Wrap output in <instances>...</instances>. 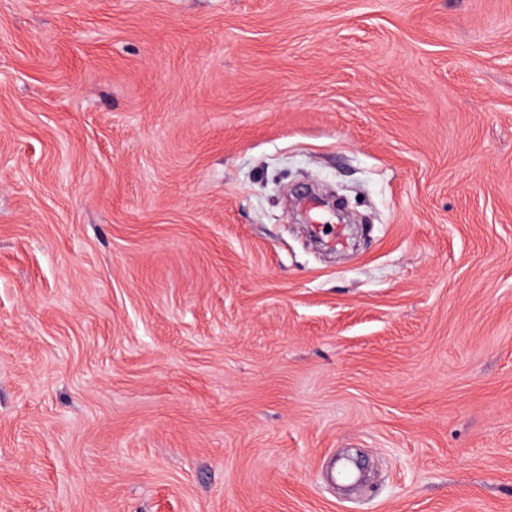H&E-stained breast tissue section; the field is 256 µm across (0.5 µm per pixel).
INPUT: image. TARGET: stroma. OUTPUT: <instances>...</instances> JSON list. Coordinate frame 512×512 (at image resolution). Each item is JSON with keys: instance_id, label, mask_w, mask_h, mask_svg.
<instances>
[{"instance_id": "stroma-1", "label": "stroma", "mask_w": 512, "mask_h": 512, "mask_svg": "<svg viewBox=\"0 0 512 512\" xmlns=\"http://www.w3.org/2000/svg\"><path fill=\"white\" fill-rule=\"evenodd\" d=\"M0 512H512V0H0Z\"/></svg>"}]
</instances>
